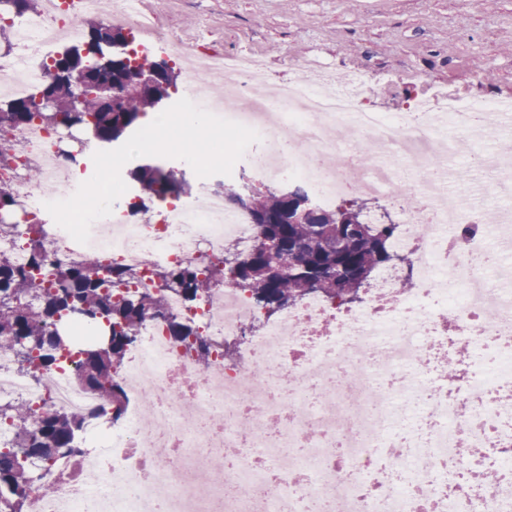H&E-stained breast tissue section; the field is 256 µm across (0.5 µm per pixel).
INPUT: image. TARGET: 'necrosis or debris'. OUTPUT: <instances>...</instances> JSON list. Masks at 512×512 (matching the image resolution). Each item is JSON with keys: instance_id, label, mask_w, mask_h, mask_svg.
<instances>
[{"instance_id": "1", "label": "necrosis or debris", "mask_w": 512, "mask_h": 512, "mask_svg": "<svg viewBox=\"0 0 512 512\" xmlns=\"http://www.w3.org/2000/svg\"><path fill=\"white\" fill-rule=\"evenodd\" d=\"M83 2L134 31L140 55L167 49L186 71L184 97L259 133L245 153L255 177L301 184L323 206L348 192L402 199L392 246L412 270H378L362 303L311 293L273 320L240 287L214 285L193 306L168 294L127 349L128 403L116 422L75 383L74 364L32 379L0 357V402L93 416L72 448L38 466L27 512H512V264L489 244L479 202L448 179L449 158L494 102L449 96L443 131L427 98L412 116L369 108L362 71L331 75L301 60L272 82L263 56L200 53L167 35L160 13ZM80 13L73 0H42L24 17L0 15L14 33L0 53V94L31 97L44 62L78 35ZM207 74L221 79L223 99L210 98ZM85 149L37 120L0 130L10 157L0 189L42 230L50 272L93 260L134 268L139 287L155 290L160 268L204 266L231 238L255 244L249 212L204 186L159 203L151 221L138 218L128 187V203L77 243L45 204L87 180ZM173 319L210 339L209 367L170 336ZM490 353L496 368L477 372Z\"/></svg>"}]
</instances>
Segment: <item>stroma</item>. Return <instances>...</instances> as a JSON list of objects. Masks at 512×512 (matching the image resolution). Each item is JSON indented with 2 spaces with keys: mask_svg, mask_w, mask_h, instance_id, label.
Wrapping results in <instances>:
<instances>
[{
  "mask_svg": "<svg viewBox=\"0 0 512 512\" xmlns=\"http://www.w3.org/2000/svg\"><path fill=\"white\" fill-rule=\"evenodd\" d=\"M170 29L235 56L265 54L274 78L289 61L358 68L373 109L409 110L422 96L512 104V0H143Z\"/></svg>",
  "mask_w": 512,
  "mask_h": 512,
  "instance_id": "1",
  "label": "stroma"
}]
</instances>
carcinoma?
I'll return each instance as SVG.
<instances>
[{
    "mask_svg": "<svg viewBox=\"0 0 512 512\" xmlns=\"http://www.w3.org/2000/svg\"><path fill=\"white\" fill-rule=\"evenodd\" d=\"M40 0H0V11L24 16L39 8ZM134 38L123 28L89 22V37L81 46L66 49L61 57L84 58L95 78L123 88L135 81L148 64L159 77L158 84L135 96H120L105 106L98 92L76 86L72 74L56 71L59 59L47 65L41 89L54 97L59 110L34 112L32 99L0 100V127L13 128L38 117L43 123L70 132L81 130L101 142H117L129 134L144 116L155 111V93L177 91L173 67L165 60L139 57ZM78 106L69 108L71 101ZM131 178L151 196L164 199L184 193L176 173L153 164L139 165ZM225 202L245 207L252 215L258 244L241 249L228 245L224 258L200 269L186 265L160 270L156 278L162 290L148 288L116 295L112 289L128 287L138 280L136 271L125 267L87 262L59 272V283L46 285L37 275L47 273V260L40 230L29 228L24 244L29 256L26 267L0 254V353L12 357L26 374L53 366L57 357L76 351V382L105 398L112 419L125 409L126 394L116 378L128 345L148 317L163 315L166 292L180 295L194 305L217 282L228 281L251 291L259 307L272 314L310 292L332 300L355 302L375 270L388 265L391 239L398 230L394 222L370 224L366 214L355 213L348 204L325 209L310 203L306 191L266 189L251 199L224 184ZM88 326L94 340L74 347V324ZM171 336L197 361L210 364L211 343L182 320L168 324ZM0 417L17 421L32 418L28 404L16 401L0 405ZM87 416L56 410L35 418L34 428L19 434L15 446L0 450V512H25L31 480L26 462H47L68 447L72 437L86 425Z\"/></svg>",
    "mask_w": 512,
    "mask_h": 512,
    "instance_id": "carcinoma-1",
    "label": "carcinoma"
}]
</instances>
